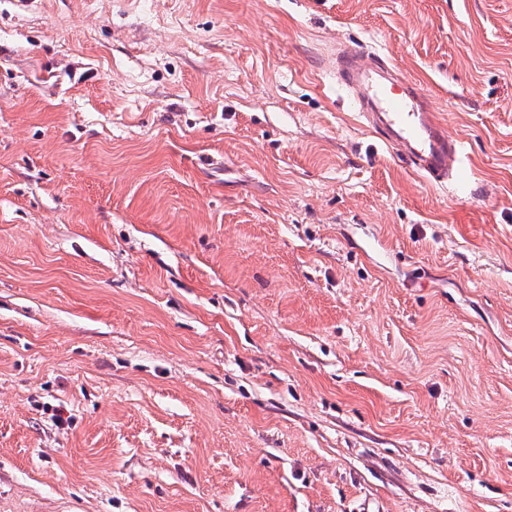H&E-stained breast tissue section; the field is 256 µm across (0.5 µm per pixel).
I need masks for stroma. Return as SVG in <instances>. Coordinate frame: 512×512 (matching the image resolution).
<instances>
[{"label":"stroma","instance_id":"stroma-1","mask_svg":"<svg viewBox=\"0 0 512 512\" xmlns=\"http://www.w3.org/2000/svg\"><path fill=\"white\" fill-rule=\"evenodd\" d=\"M0 512H512V0H0ZM336 67L366 127L418 175L444 186L467 166L464 143L448 138L427 97L392 64L348 46Z\"/></svg>","mask_w":512,"mask_h":512}]
</instances>
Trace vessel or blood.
<instances>
[{
    "label": "vessel or blood",
    "mask_w": 512,
    "mask_h": 512,
    "mask_svg": "<svg viewBox=\"0 0 512 512\" xmlns=\"http://www.w3.org/2000/svg\"><path fill=\"white\" fill-rule=\"evenodd\" d=\"M337 71L366 127L418 175L444 186L465 168L463 142L449 138L427 97L392 64L349 47L339 56Z\"/></svg>",
    "instance_id": "obj_1"
}]
</instances>
